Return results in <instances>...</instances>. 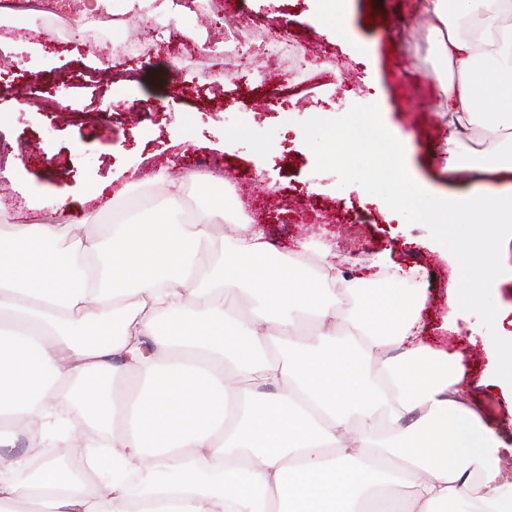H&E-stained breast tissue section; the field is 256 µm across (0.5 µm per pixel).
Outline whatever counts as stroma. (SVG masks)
<instances>
[{
	"label": "stroma",
	"mask_w": 512,
	"mask_h": 512,
	"mask_svg": "<svg viewBox=\"0 0 512 512\" xmlns=\"http://www.w3.org/2000/svg\"><path fill=\"white\" fill-rule=\"evenodd\" d=\"M110 5L96 17L82 12L75 28L59 27L45 11L0 23V40L14 44L17 59L0 75V142L24 162L15 179L0 176V225L18 222L19 191L31 188L76 198L75 219L103 237L112 220L99 215L100 201L88 199L94 185L109 182L115 212H141L163 192L155 175L178 180L206 163L228 180L211 184V192L227 188L234 199L215 230L225 242L257 224L288 257L304 241L314 251L332 245L336 264L363 278L372 277L370 263L380 253L394 266L417 269L402 287L423 299V343L456 357L470 405L512 439V398L486 368L489 333L472 313L459 333L441 328L457 299L454 256L425 225H397L380 198L339 187L335 173L315 172L300 127L375 103L387 129L409 135L407 170L430 194L458 198L512 186L511 172L460 175L444 163L448 112L423 0H348L341 36L332 24H317L319 0H214L208 15L174 19V27L197 34L180 43L164 32L142 39L125 0ZM242 16L250 20L243 30ZM274 17L288 23V48L278 58L266 43ZM240 42L253 43L249 58L237 51ZM113 44L126 45L113 62L134 80L122 93L90 58ZM359 45L366 49L361 57ZM26 97L34 105L15 108ZM262 143L267 151H259ZM257 178L268 182L272 197L253 195Z\"/></svg>",
	"instance_id": "1"
}]
</instances>
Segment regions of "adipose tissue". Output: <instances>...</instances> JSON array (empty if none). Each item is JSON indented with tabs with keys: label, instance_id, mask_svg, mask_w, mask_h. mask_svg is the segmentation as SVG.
Listing matches in <instances>:
<instances>
[{
	"label": "adipose tissue",
	"instance_id": "adipose-tissue-1",
	"mask_svg": "<svg viewBox=\"0 0 512 512\" xmlns=\"http://www.w3.org/2000/svg\"><path fill=\"white\" fill-rule=\"evenodd\" d=\"M425 8L448 169L512 172V0ZM473 130L492 134L488 147L465 144ZM201 180L168 181L146 217L108 238L0 226V512H353L385 468L407 492L376 512H512V482L492 461L502 442L461 398L455 358L422 343L423 304L385 258L371 288L329 251L278 256L258 228L225 247L212 234L225 199L174 221ZM202 248L218 265L193 263ZM305 315L315 335L300 336ZM70 405L111 446L86 455L88 483L60 455L32 472L14 451Z\"/></svg>",
	"mask_w": 512,
	"mask_h": 512
}]
</instances>
